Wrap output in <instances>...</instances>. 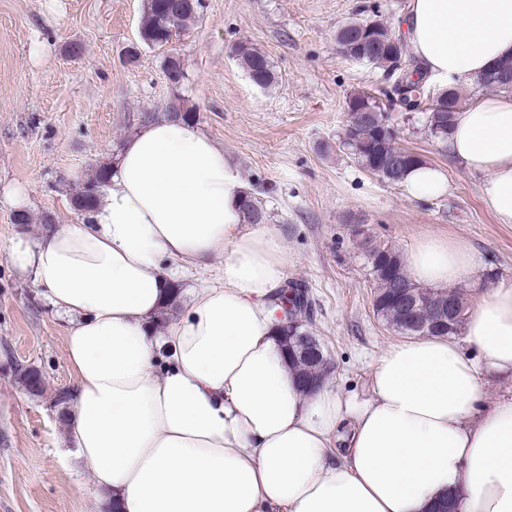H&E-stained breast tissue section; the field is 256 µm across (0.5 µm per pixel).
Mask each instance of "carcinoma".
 Wrapping results in <instances>:
<instances>
[{"label": "carcinoma", "instance_id": "cac0c4a2", "mask_svg": "<svg viewBox=\"0 0 512 512\" xmlns=\"http://www.w3.org/2000/svg\"><path fill=\"white\" fill-rule=\"evenodd\" d=\"M200 8L201 0H146L139 28L141 42L151 47L168 44L177 35L178 29L199 16ZM370 21L375 23L376 30L365 35L367 42L358 46L350 45L347 29L342 26L336 32V44L345 49L344 57L349 61L390 70L397 68L398 59L406 57L405 47L391 41L384 23L377 17H371ZM234 52L257 86L267 88L274 83L273 69L264 53L249 43L238 44ZM165 72L175 90L167 103V115L188 123L195 121V110L188 107L185 99L177 93L185 79L180 60L174 56L168 57L165 60ZM407 78L408 98L416 97L420 100V112L425 114L426 126L431 136L442 142L447 141L456 115L462 109L460 94L456 90L448 94L429 88L425 76L415 67ZM476 84L482 90L512 93V59L501 61L493 70L481 74ZM348 101L353 106L348 112L343 147L364 169L367 168L374 151L396 161L394 165L383 167L381 178L390 183L402 182L406 171L421 163V159L417 157L411 163H399V159L409 154L410 150L397 146L393 135L385 131L388 123L387 104L378 101L375 94L369 91L355 92L348 97ZM108 175L109 164L104 163L96 169L93 178L73 197V205L77 211L84 215L93 211L95 200L100 188L107 182ZM367 263L375 284L374 296L385 297L404 288L427 303L426 312L415 320L401 314L392 305L373 307L376 316L393 332L402 336H457L462 332L466 320V302L462 292L453 291L456 314L447 320L446 326L440 328L437 325L436 313L447 302L444 291L437 288L422 291V286L416 284L407 274L400 253L392 248L370 249ZM277 301L283 306H290L289 314L292 316L307 313V291L297 284L283 287L277 294ZM282 336L288 337V342L296 351V356L289 359L296 372L302 376L307 373L326 375L327 358L316 337L299 329L284 330Z\"/></svg>", "mask_w": 512, "mask_h": 512}]
</instances>
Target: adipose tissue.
Here are the masks:
<instances>
[{"mask_svg":"<svg viewBox=\"0 0 512 512\" xmlns=\"http://www.w3.org/2000/svg\"><path fill=\"white\" fill-rule=\"evenodd\" d=\"M395 34L421 72L471 85L512 57V0H407ZM448 155L482 176L497 223L512 224V96L471 98ZM409 197L444 195V173H407ZM239 167L196 124L141 125L88 219L13 240L67 325L74 373L66 444L120 512H512V397L484 402L483 372L512 374V285L488 290L465 334L389 346L364 394L310 393L288 365L275 300L288 254L252 224ZM223 258L221 287L192 291L170 328L152 323L181 268ZM413 280L471 278L463 243L421 240Z\"/></svg>","mask_w":512,"mask_h":512,"instance_id":"ef3b65f1","label":"adipose tissue"}]
</instances>
